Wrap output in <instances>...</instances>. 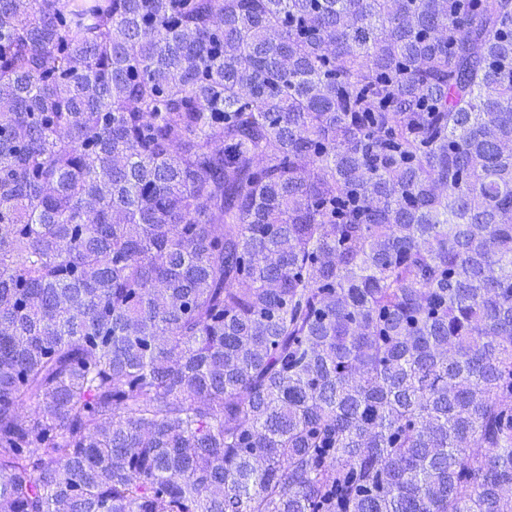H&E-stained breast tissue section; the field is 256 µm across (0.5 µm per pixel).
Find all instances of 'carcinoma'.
<instances>
[{
  "mask_svg": "<svg viewBox=\"0 0 512 512\" xmlns=\"http://www.w3.org/2000/svg\"><path fill=\"white\" fill-rule=\"evenodd\" d=\"M0 512H512V0H0Z\"/></svg>",
  "mask_w": 512,
  "mask_h": 512,
  "instance_id": "obj_1",
  "label": "carcinoma"
}]
</instances>
